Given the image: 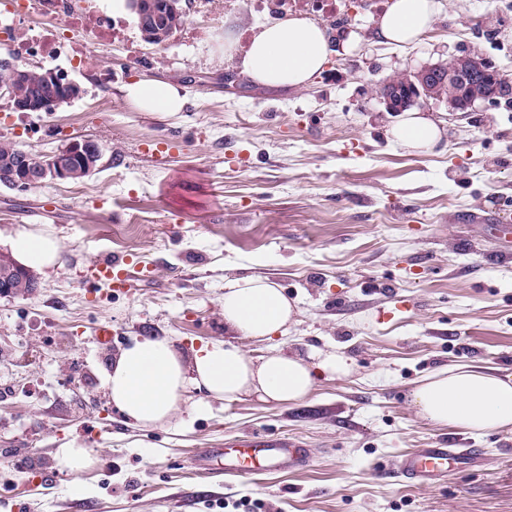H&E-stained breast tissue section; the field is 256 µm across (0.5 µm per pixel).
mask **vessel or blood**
<instances>
[{"label":"vessel or blood","instance_id":"vessel-or-blood-1","mask_svg":"<svg viewBox=\"0 0 512 512\" xmlns=\"http://www.w3.org/2000/svg\"><path fill=\"white\" fill-rule=\"evenodd\" d=\"M92 279H105L113 287L125 288L129 280L128 263L117 256H102L88 268ZM472 448H428L419 454L405 455L396 471L407 481L428 485L445 476L449 467L473 460ZM308 449L285 439L253 435L222 448H202L195 456L196 466L208 474L223 477H248L261 472L305 468L310 463Z\"/></svg>","mask_w":512,"mask_h":512}]
</instances>
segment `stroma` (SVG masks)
I'll list each match as a JSON object with an SVG mask.
<instances>
[{"label": "stroma", "instance_id": "obj_1", "mask_svg": "<svg viewBox=\"0 0 512 512\" xmlns=\"http://www.w3.org/2000/svg\"><path fill=\"white\" fill-rule=\"evenodd\" d=\"M339 2L359 41L304 88L242 74L247 37L270 17L224 0L206 40L190 14L149 45L125 8L122 32L82 60H39L82 89L56 111L0 99V141L44 154L86 138L103 151L81 180L0 186V251L20 233L61 247L31 293L0 297V512H512V429L434 426L410 403L415 381L450 365L512 375V258L490 230L512 217V103L423 105L444 138L421 153L391 140L396 119L376 96L386 79L472 48L512 73V9L439 0L431 29L403 48L371 37L369 0ZM488 13L502 21L492 36ZM136 80L181 88L182 111L136 107L124 91ZM106 254L149 264V277L126 291L86 279ZM252 274L280 285L296 314L283 335L244 341L247 353H340L350 373L287 405L191 388L170 421L128 425L103 386L114 358L139 336L187 357L234 341L224 282ZM253 433L303 442L310 466L226 480L192 471L196 449ZM445 444L476 449L478 462L428 486L396 477L404 455ZM77 445L94 467L58 470L56 449Z\"/></svg>", "mask_w": 512, "mask_h": 512}]
</instances>
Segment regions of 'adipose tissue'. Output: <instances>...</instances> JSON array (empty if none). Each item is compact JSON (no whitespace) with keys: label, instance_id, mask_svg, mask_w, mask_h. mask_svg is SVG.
I'll return each instance as SVG.
<instances>
[{"label":"adipose tissue","instance_id":"ef3b65f1","mask_svg":"<svg viewBox=\"0 0 512 512\" xmlns=\"http://www.w3.org/2000/svg\"><path fill=\"white\" fill-rule=\"evenodd\" d=\"M438 7V0H393L378 17L376 31L389 43H416L431 28ZM332 52L324 25L293 16L257 28L241 70L259 85L299 88L320 73ZM125 92L147 112H179L185 104L179 88L159 80L132 82ZM391 135L403 147L430 150L441 141L443 130L433 119L407 112ZM10 247L21 266L49 270L60 264V246L51 237L22 233ZM223 310L225 327L240 338L269 340L285 332L295 306L277 284L250 276L225 283ZM349 371L347 359L338 353L302 357L278 351L255 360L230 342L205 344L188 362L168 341L144 337L119 353L104 384L125 422L149 428L169 421L191 387L227 402L253 395L293 404L311 393L318 377ZM411 403L419 417L439 427L479 434L512 428V375L457 364L417 383Z\"/></svg>","mask_w":512,"mask_h":512}]
</instances>
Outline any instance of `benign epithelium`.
I'll list each match as a JSON object with an SVG mask.
<instances>
[{
    "mask_svg": "<svg viewBox=\"0 0 512 512\" xmlns=\"http://www.w3.org/2000/svg\"><path fill=\"white\" fill-rule=\"evenodd\" d=\"M445 88L434 86L432 69L422 67L416 71H405L395 79L386 80L379 87V102L385 111L394 115L431 100H445L454 112H471L486 103L500 88V69L490 59L476 55L454 56L450 60ZM50 88L46 112L56 111L61 104L81 94L80 86L73 80L61 77L53 70L44 73ZM66 149L70 155L81 158L82 166L73 170L62 159V152L36 156L21 150L16 162L9 169L0 172V181L6 182L18 192H27L43 183L45 179L69 181L76 176L92 174L102 157L100 145L91 139H74ZM23 274L35 280L29 270L20 268L12 259L0 262V296L13 294V278Z\"/></svg>",
    "mask_w": 512,
    "mask_h": 512,
    "instance_id": "7a95c632",
    "label": "benign epithelium"
}]
</instances>
